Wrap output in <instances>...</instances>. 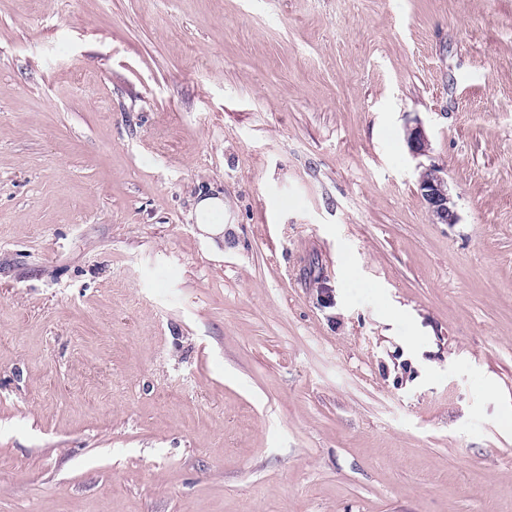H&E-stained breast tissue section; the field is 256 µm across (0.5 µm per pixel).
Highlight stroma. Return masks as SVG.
I'll use <instances>...</instances> for the list:
<instances>
[{"label": "stroma", "instance_id": "stroma-1", "mask_svg": "<svg viewBox=\"0 0 512 512\" xmlns=\"http://www.w3.org/2000/svg\"><path fill=\"white\" fill-rule=\"evenodd\" d=\"M508 411L512 0H0V512H512ZM435 165L423 167L418 172V194L438 224L458 222L455 203L448 192L447 179ZM195 220L203 225L202 230L209 236L224 232V200L220 195L203 196L195 205Z\"/></svg>", "mask_w": 512, "mask_h": 512}]
</instances>
